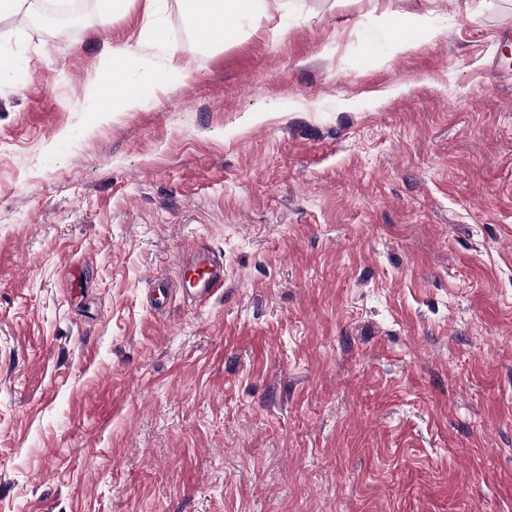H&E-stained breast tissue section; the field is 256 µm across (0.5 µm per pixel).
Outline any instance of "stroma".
Returning a JSON list of instances; mask_svg holds the SVG:
<instances>
[{
    "mask_svg": "<svg viewBox=\"0 0 512 512\" xmlns=\"http://www.w3.org/2000/svg\"><path fill=\"white\" fill-rule=\"evenodd\" d=\"M268 5L0 21V512H512V0H384L409 51ZM135 42L170 90L103 112ZM196 247L223 288L152 309ZM165 3V0H147L146 13L149 18H152L150 21V40L156 45L167 43L164 27L157 21V17L163 12ZM191 29L204 45L220 46L240 35L244 20L270 19L266 0H181ZM392 22L393 39L402 50L412 48L415 45L414 41L416 37L421 31H424L426 34L432 31L431 29L425 28L428 23L420 16L411 15L408 18L394 19ZM144 66V60L140 53V46H133L130 44H125L123 46L112 47V51L107 55L104 61L103 67V75L101 81L99 83L98 89L100 92V87L103 83L104 92L105 87L108 85L110 80V74L114 75L128 73L133 69H140Z\"/></svg>",
    "mask_w": 512,
    "mask_h": 512,
    "instance_id": "35a3bbf8",
    "label": "stroma"
}]
</instances>
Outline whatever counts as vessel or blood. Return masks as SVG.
Returning <instances> with one entry per match:
<instances>
[{"label": "vessel or blood", "mask_w": 512, "mask_h": 512, "mask_svg": "<svg viewBox=\"0 0 512 512\" xmlns=\"http://www.w3.org/2000/svg\"><path fill=\"white\" fill-rule=\"evenodd\" d=\"M178 282L188 301L207 300L224 286V261L206 248H194L179 262Z\"/></svg>", "instance_id": "obj_1"}]
</instances>
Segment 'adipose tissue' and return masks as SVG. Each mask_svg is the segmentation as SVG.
<instances>
[{
  "instance_id": "adipose-tissue-1",
  "label": "adipose tissue",
  "mask_w": 512,
  "mask_h": 512,
  "mask_svg": "<svg viewBox=\"0 0 512 512\" xmlns=\"http://www.w3.org/2000/svg\"><path fill=\"white\" fill-rule=\"evenodd\" d=\"M181 6L191 29L209 47L223 45L227 39L240 35L243 21L267 15L266 0H181ZM143 65L139 47L130 44L115 47L107 55L103 72L116 76L112 83V111L124 112L139 104L140 86L120 81L119 76Z\"/></svg>"
}]
</instances>
